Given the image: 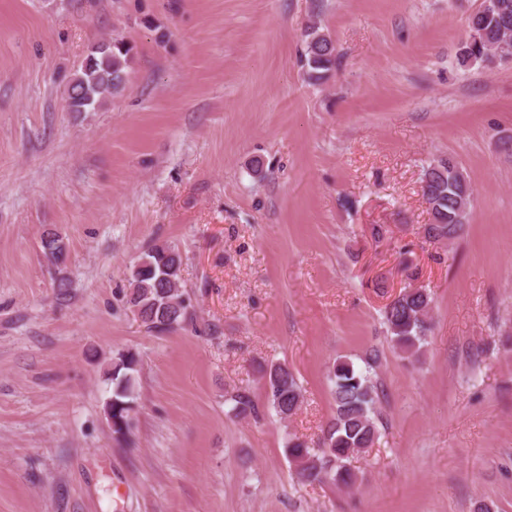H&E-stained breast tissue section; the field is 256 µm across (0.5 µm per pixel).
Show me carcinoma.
<instances>
[{"label":"carcinoma","mask_w":512,"mask_h":512,"mask_svg":"<svg viewBox=\"0 0 512 512\" xmlns=\"http://www.w3.org/2000/svg\"><path fill=\"white\" fill-rule=\"evenodd\" d=\"M469 31L479 40L465 44L458 63L465 67L474 60L492 63L485 55L487 46L498 44L512 33V0H489V8L467 19ZM306 60L312 72H329L336 61V48L318 27L306 30ZM131 48L119 40L99 43L82 60L67 88L66 102L72 112H89L119 93L126 84ZM423 191L433 223L424 225V237L432 242L453 239L463 229L464 215L460 202L467 194L470 180L458 162L440 159L423 167ZM65 245L55 230L41 235L44 257L53 265L62 263L58 254ZM182 279V258L166 243L151 248L130 272L128 304L136 309L147 329L164 332L189 317V305L169 301V278ZM432 299L423 288H406L383 310V323L392 346L403 358L418 360L430 330L429 312ZM381 351L374 348L359 368L348 360H336L328 370L334 415L322 431L318 447L290 438L286 453L298 480L331 483L347 489L356 486L357 474L348 460L372 448L379 438L377 407L378 388L375 368ZM138 360L135 354L119 355L112 363V432L126 435L134 410L135 378ZM267 388V408L278 417L288 419L300 409L302 389L295 374L282 363L262 368ZM230 412L237 418H257L261 411L249 391L234 390L227 399Z\"/></svg>","instance_id":"cac0c4a2"}]
</instances>
